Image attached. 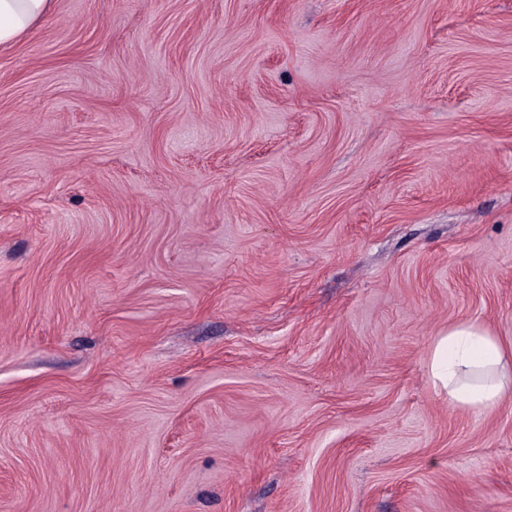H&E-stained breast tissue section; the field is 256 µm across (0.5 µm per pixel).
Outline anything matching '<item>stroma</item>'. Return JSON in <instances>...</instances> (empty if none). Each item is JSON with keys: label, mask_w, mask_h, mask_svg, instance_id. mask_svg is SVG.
Listing matches in <instances>:
<instances>
[{"label": "stroma", "mask_w": 512, "mask_h": 512, "mask_svg": "<svg viewBox=\"0 0 512 512\" xmlns=\"http://www.w3.org/2000/svg\"><path fill=\"white\" fill-rule=\"evenodd\" d=\"M512 0H51L0 48V512H512ZM498 338L480 323L448 326L433 344L429 372L448 403L481 413L498 403L506 387V359Z\"/></svg>", "instance_id": "35a3bbf8"}]
</instances>
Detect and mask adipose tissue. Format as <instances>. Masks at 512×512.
Segmentation results:
<instances>
[{"instance_id": "obj_1", "label": "adipose tissue", "mask_w": 512, "mask_h": 512, "mask_svg": "<svg viewBox=\"0 0 512 512\" xmlns=\"http://www.w3.org/2000/svg\"><path fill=\"white\" fill-rule=\"evenodd\" d=\"M49 3L0 0V46L12 44L46 13ZM429 372L450 405L481 413L496 405L505 391V352L485 326L463 320L436 338Z\"/></svg>"}]
</instances>
